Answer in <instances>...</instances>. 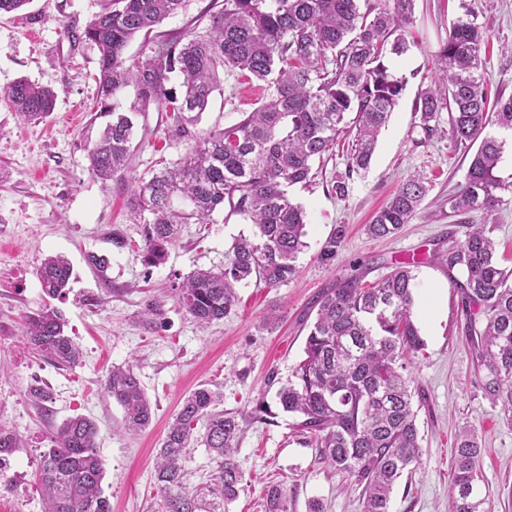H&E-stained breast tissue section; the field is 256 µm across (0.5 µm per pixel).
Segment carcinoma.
I'll return each instance as SVG.
<instances>
[{
    "label": "carcinoma",
    "instance_id": "obj_1",
    "mask_svg": "<svg viewBox=\"0 0 512 512\" xmlns=\"http://www.w3.org/2000/svg\"><path fill=\"white\" fill-rule=\"evenodd\" d=\"M365 11H360L359 2ZM414 0H223L209 13L205 32L193 29L150 36L186 0H108L83 32L98 48L101 111L112 114L88 152V169L101 180L121 175L134 152L135 115L153 106L165 112L168 137L184 146L177 159L142 179L128 195L130 216L142 225L143 260L155 267L166 259L182 224H211L228 209L253 224L250 236L234 240L218 270L198 269L174 288L175 299L201 325L220 321L236 306L235 288L252 278L270 288L297 275L305 243L306 214L290 189L312 178V163L354 132L348 174L369 168L381 129L397 105L405 77L385 62L409 50ZM139 33L149 37L144 58L126 64L125 49ZM488 35L466 12L449 31L437 65L442 83L421 92L415 102L424 138L443 133L448 112L451 136L477 145L464 183L448 196L453 214H489L512 192L497 168L504 142L487 132L495 125L512 130V96L490 93L485 77ZM236 69L272 89L260 106L239 122L197 130L200 116L219 89L218 69ZM181 80L183 95H170L168 83ZM135 90L122 108L121 92ZM55 93L20 79L4 90L27 120L46 118ZM354 114L352 121L346 115ZM429 191L426 178L409 176L373 216L367 232L384 238L398 234L415 216ZM345 238L337 226L319 252L332 262ZM445 263L458 268L455 282L467 310L469 340L476 353L482 389L512 422V269L501 265L486 224L468 223L464 239L448 251ZM401 263L371 286L355 277L340 279L316 300L304 358L293 379L276 392L282 410L292 414L297 433L319 450L322 462L344 473L361 489L362 512H391V495L405 475L420 465L421 446L414 408L412 354L423 340L412 319L416 275ZM50 299L64 295L72 268L62 255L44 259L36 272ZM144 323L155 327L164 316L159 301L146 304ZM63 314L46 303L26 318L25 339L41 357L59 367L79 363L78 345L65 333ZM105 389L124 409V427L136 431L152 418V404L129 366L114 367ZM220 396L198 388L183 401L161 443L154 478L160 512H226L243 481L234 455L242 418L216 412ZM205 421L196 439L193 424ZM198 441L216 462L205 490L185 485L182 460ZM42 452L39 480L45 512H111L103 497V462L97 428L84 416L68 419ZM23 440L0 424V488H15L10 475ZM482 452L475 435L457 441L449 512H484L477 476ZM264 512H291L283 488L269 487Z\"/></svg>",
    "mask_w": 512,
    "mask_h": 512
}]
</instances>
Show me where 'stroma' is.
I'll return each mask as SVG.
<instances>
[{
    "instance_id": "1",
    "label": "stroma",
    "mask_w": 512,
    "mask_h": 512,
    "mask_svg": "<svg viewBox=\"0 0 512 512\" xmlns=\"http://www.w3.org/2000/svg\"><path fill=\"white\" fill-rule=\"evenodd\" d=\"M103 4L30 0L21 10L0 15V87L26 78L57 95L54 111L40 121L24 120L0 100V422L25 443L11 469L18 489L0 495V512H43L39 455L56 428L79 415L97 425L101 487L112 512H158L157 450L183 397L202 385L223 394L224 411L248 417L235 456L244 480L229 512H263L272 485L287 491L293 512H307L313 499L322 502L324 512H361L359 489L321 462L317 448L300 444L295 420L277 405L267 377L291 378L316 316L313 302L323 289L351 276L370 285L389 266L412 260L418 284L413 320L424 341L414 357L422 458L410 483L395 487L391 510L448 512L456 438L469 429L482 446L478 474L485 512H512V426L480 388L458 291L441 261L467 230L449 217L448 195L463 183L474 151L447 133L424 139L414 110L420 90L439 82L435 56L467 8L490 39L489 85L512 96V0H415L410 49L389 61L405 77V90L370 167L348 176V136L332 155L314 163L313 183L291 191L307 213L298 276L276 288L253 281L240 287L235 311L207 327L179 306L173 287L195 269L222 266L234 239L251 235L252 227L216 212L213 224L183 225L165 262L145 266L141 227L130 220L126 199L160 158H176L183 147L167 140L161 114L153 108L146 114L150 134L121 180L105 183L90 173L87 151L110 117L97 106L98 49L82 33ZM264 95L259 83L225 72L200 129L237 123ZM416 172L428 178L430 190L415 217L394 237L371 238L366 226L374 212ZM342 177L348 192L339 197L329 188ZM471 219L493 225L498 257L512 266V194H505L496 211L476 212ZM339 224L346 227L342 246L333 262L322 263L319 251ZM116 228L125 239L120 247L112 242ZM90 253L108 257L106 278L87 265ZM54 254L65 255L73 266L69 288L55 305L83 353L74 367L43 360L23 337L26 316L46 301L36 271ZM153 300L163 301L165 314L162 324L150 329L139 315ZM128 365L153 409L150 425L136 433L122 430L124 411L104 390L112 367ZM36 386L49 396L51 418L41 416L29 394ZM260 400L270 412L265 421L249 417Z\"/></svg>"
}]
</instances>
